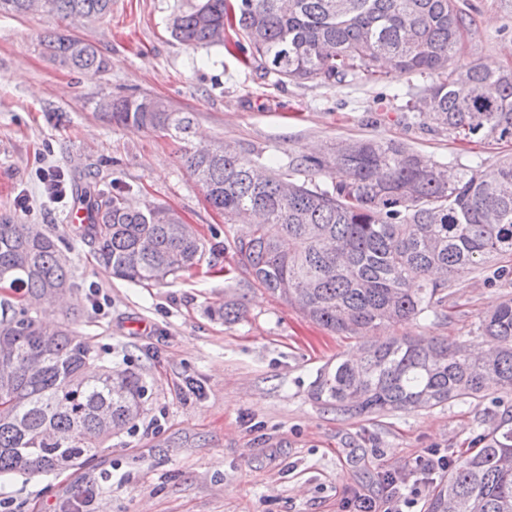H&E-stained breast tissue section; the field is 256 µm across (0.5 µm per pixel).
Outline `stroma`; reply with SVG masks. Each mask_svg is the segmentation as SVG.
Returning a JSON list of instances; mask_svg holds the SVG:
<instances>
[{
	"label": "stroma",
	"mask_w": 512,
	"mask_h": 512,
	"mask_svg": "<svg viewBox=\"0 0 512 512\" xmlns=\"http://www.w3.org/2000/svg\"><path fill=\"white\" fill-rule=\"evenodd\" d=\"M474 24L458 57L490 69L512 67V0H464ZM176 0H112L90 22L47 14H0V216L43 225L68 239L77 288L48 297L42 317L68 316L103 361L140 373L148 386L133 431L109 440L89 462L57 474L0 478V501L21 512H346L354 491L384 495L397 479L404 512H428L447 472L427 474L431 452L456 458L512 409V393L452 402L430 410L342 417L311 397L318 372L356 359L367 339L339 336L310 322L246 273L234 251L241 227L225 223L183 165L184 146L220 139L271 166L369 138L407 144L434 162L455 158L491 170L512 143L449 137L408 108L426 78L385 74L376 84L278 83L227 37L223 46L176 41L168 20ZM63 30L95 45L107 72L74 73L44 59L41 36ZM149 95L193 113L187 143L161 132L98 119L106 96ZM66 115L65 126L46 119ZM97 188L127 191L142 204L177 210L207 243L192 271L164 285L113 277L66 221L74 198L55 202L38 169ZM482 273L453 281L441 315L376 330L436 337L473 349L489 339L481 317L512 295V279ZM238 303L233 324L209 306Z\"/></svg>",
	"instance_id": "stroma-1"
}]
</instances>
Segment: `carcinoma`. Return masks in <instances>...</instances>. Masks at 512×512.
<instances>
[{
    "label": "carcinoma",
    "mask_w": 512,
    "mask_h": 512,
    "mask_svg": "<svg viewBox=\"0 0 512 512\" xmlns=\"http://www.w3.org/2000/svg\"><path fill=\"white\" fill-rule=\"evenodd\" d=\"M29 0H0V13L28 14ZM46 12L73 21L110 12L112 0H47ZM472 17L458 0H179L171 35L190 47L224 45V26L240 32L259 67L278 81L375 83L388 68L431 79L422 102L460 140L512 142V68L475 64L448 70ZM41 53L74 71L105 72L91 44L51 32ZM96 109L113 122L187 140L190 112L153 97ZM182 160L227 224L247 213L234 241L253 280L313 323L365 336L383 326L438 314L457 277L494 259L493 276L512 275V159L492 170L436 163L396 141L353 139L318 157L276 169L220 140L185 149ZM336 172L321 186L320 176ZM81 238L120 279L166 283L196 265L206 246L196 229L162 203L127 195L89 199ZM77 287L55 239L37 224L0 218V475L60 472L96 455L144 411L141 375L100 363L93 344L68 323L44 327L48 294ZM226 323L242 310H212ZM498 344L480 355L448 340L371 342L361 360L322 369L312 398L338 415L433 409L512 392V297L480 322ZM100 363V373L87 366ZM429 512H512V425L497 424L449 466Z\"/></svg>",
    "instance_id": "1"
}]
</instances>
